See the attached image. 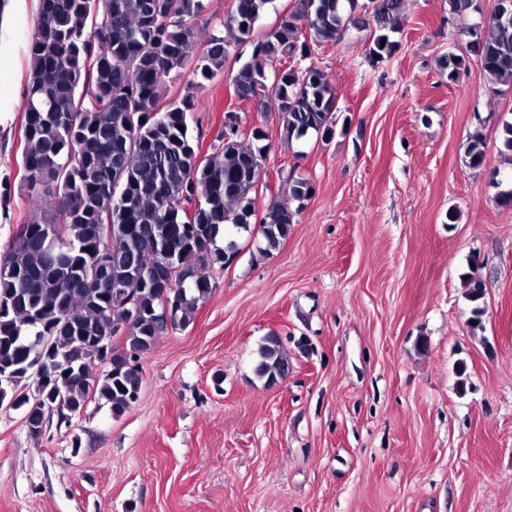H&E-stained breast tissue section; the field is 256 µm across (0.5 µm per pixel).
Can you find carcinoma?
<instances>
[{
    "label": "carcinoma",
    "mask_w": 512,
    "mask_h": 512,
    "mask_svg": "<svg viewBox=\"0 0 512 512\" xmlns=\"http://www.w3.org/2000/svg\"><path fill=\"white\" fill-rule=\"evenodd\" d=\"M273 0H233L223 27L252 52L237 70L238 99L260 110L275 108L281 141L290 146L310 134L329 141L338 120V92L307 59L312 47L332 43L353 24L373 19L378 28L367 55L377 64L392 57L391 38L404 0H299L298 7L261 35L256 28ZM203 0H39L29 41L24 102L26 166L22 186L33 215L0 255V371L15 375L0 387V405L37 410L22 390L33 377L35 337L52 336L72 364L52 373L49 390L74 410L97 396L119 417L137 400L140 364L107 367L95 346L100 335L125 327L123 352L141 359L157 339L191 321L213 285L208 272L236 255L233 235L258 231L269 255L286 240L300 206L314 191L305 178H289L284 201L258 218L257 192L268 146L245 144L220 132L201 154L189 116L198 91L224 69L232 42L212 33L197 51L195 34ZM466 52L441 61L453 81L476 56L492 86L512 87V15L494 10L486 24L462 31ZM191 68L183 94L166 99L167 80ZM474 168L487 160L476 134L468 147ZM197 203L189 212L187 205ZM60 228L56 243L69 262L46 265L48 240L41 229ZM112 225L111 266L100 283L90 269ZM227 242L216 246L219 236ZM188 275L185 280L182 275ZM126 287L130 308L116 302L110 284ZM471 322L485 314L480 278L465 279ZM290 367L278 337H265L256 373L269 384Z\"/></svg>",
    "instance_id": "obj_1"
}]
</instances>
